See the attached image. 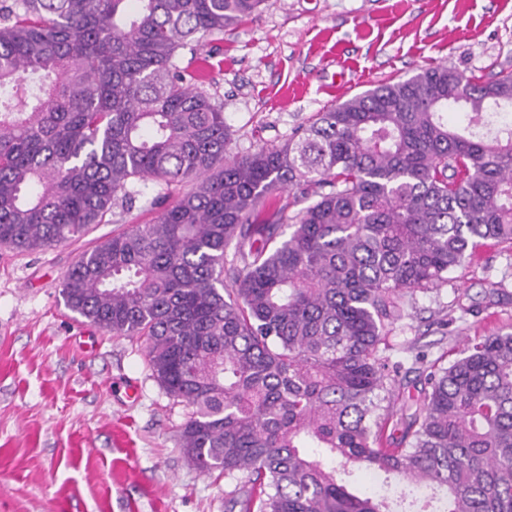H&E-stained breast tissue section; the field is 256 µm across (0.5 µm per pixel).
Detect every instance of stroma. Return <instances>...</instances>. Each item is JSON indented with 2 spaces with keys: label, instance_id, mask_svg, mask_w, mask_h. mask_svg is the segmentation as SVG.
Segmentation results:
<instances>
[{
  "label": "stroma",
  "instance_id": "1",
  "mask_svg": "<svg viewBox=\"0 0 512 512\" xmlns=\"http://www.w3.org/2000/svg\"><path fill=\"white\" fill-rule=\"evenodd\" d=\"M201 87L224 106L234 152L280 144L331 105L445 64L488 80L512 71V0H265L225 30ZM153 185L111 223L46 250L0 247V512H225L230 485L179 447L186 410L140 343L73 317L60 297L80 254L149 222ZM512 326V249L482 248L455 278L416 293L386 339L405 413L425 363ZM424 361H416L417 353Z\"/></svg>",
  "mask_w": 512,
  "mask_h": 512
}]
</instances>
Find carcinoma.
<instances>
[{
  "label": "carcinoma",
  "mask_w": 512,
  "mask_h": 512,
  "mask_svg": "<svg viewBox=\"0 0 512 512\" xmlns=\"http://www.w3.org/2000/svg\"><path fill=\"white\" fill-rule=\"evenodd\" d=\"M263 3L0 0V244L78 240L138 184L160 187L154 220L84 251L60 296L144 346L188 408L184 455L242 474L226 512H512V331L429 366L398 436L400 371L381 349L416 291L512 245V125L475 131L512 108V72L426 68L238 156L182 54ZM301 183L314 201L257 223ZM355 467L420 495L354 493ZM300 188L290 187L284 190L282 193H275L270 197L269 201L263 212L259 215V222L265 224L276 223L279 219L278 210L281 206L286 203H293L296 196H300Z\"/></svg>",
  "instance_id": "1"
}]
</instances>
